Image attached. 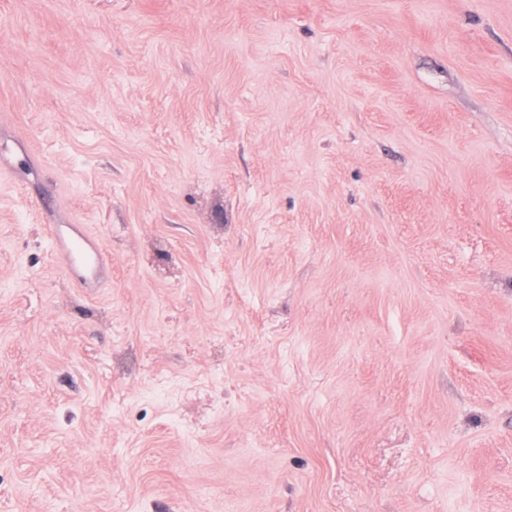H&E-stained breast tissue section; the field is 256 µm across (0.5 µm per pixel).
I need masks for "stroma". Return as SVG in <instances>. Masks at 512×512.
<instances>
[{"instance_id": "35a3bbf8", "label": "stroma", "mask_w": 512, "mask_h": 512, "mask_svg": "<svg viewBox=\"0 0 512 512\" xmlns=\"http://www.w3.org/2000/svg\"><path fill=\"white\" fill-rule=\"evenodd\" d=\"M0 512H512V0H0ZM51 242L55 257L71 274H78L86 281L98 285L105 270L104 250L91 238H73L62 232L61 227L51 231Z\"/></svg>"}]
</instances>
